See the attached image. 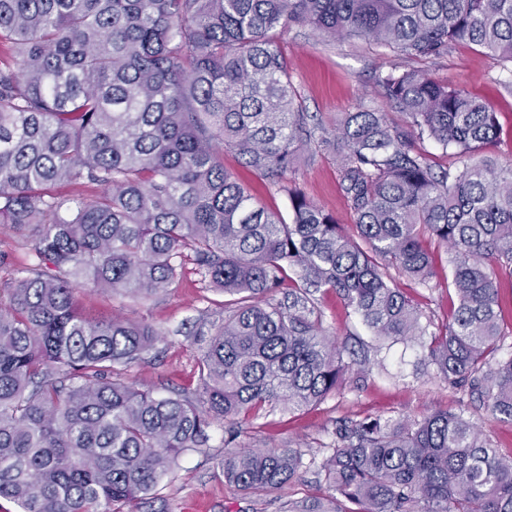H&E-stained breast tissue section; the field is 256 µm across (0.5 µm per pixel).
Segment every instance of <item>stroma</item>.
Returning <instances> with one entry per match:
<instances>
[{
    "instance_id": "obj_1",
    "label": "stroma",
    "mask_w": 512,
    "mask_h": 512,
    "mask_svg": "<svg viewBox=\"0 0 512 512\" xmlns=\"http://www.w3.org/2000/svg\"><path fill=\"white\" fill-rule=\"evenodd\" d=\"M279 46L306 110L315 120L329 124L363 105L387 110L378 92V76L395 68L414 69L492 103L503 127L495 157L500 165L512 164V93L502 86L512 74L477 46L457 42L441 56L410 58L361 41L324 39L308 26L289 29ZM224 168L268 210L287 217V196L255 176L234 153L225 152ZM296 176L317 205L340 223H350L332 151L320 150L302 158ZM33 261L31 243L0 224V284L18 276ZM397 283L434 322L446 317L450 295L443 278H434L426 286L404 277ZM76 297L90 314L119 315L162 330L164 340L158 358L124 367L122 373L128 382L153 387L163 396L195 388L201 335L209 330L208 318L223 311V292L205 287L200 276L190 272L168 293L144 302L116 297L90 285L78 289ZM316 305L324 315L325 328L339 344L352 349L362 343L368 346L372 360L369 371L351 373L341 389L307 408H268L260 418L243 423L238 444L298 448L307 457L320 459L335 447L338 424L368 415L419 419L448 409L463 412L501 453H512V423L472 400L467 390L449 385L434 373L420 372L422 350L417 344L390 346L374 337L357 316L348 314L343 299L335 293H317ZM210 435L207 448L182 455L160 484L156 498L133 503L132 512H286L289 503L304 496L325 495L324 483L311 469L301 471L293 485L264 496L225 485L221 474L224 424H214Z\"/></svg>"
}]
</instances>
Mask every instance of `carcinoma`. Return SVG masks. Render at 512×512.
<instances>
[{
  "label": "carcinoma",
  "instance_id": "obj_1",
  "mask_svg": "<svg viewBox=\"0 0 512 512\" xmlns=\"http://www.w3.org/2000/svg\"><path fill=\"white\" fill-rule=\"evenodd\" d=\"M295 25L409 57L466 41L512 73V0H0V223L36 258L0 288V499L19 512L154 497L218 421L225 484L293 482L300 450L235 440L240 418L314 405L367 366L327 333L323 289L512 422V356L494 358L512 335L497 287L512 279V167L472 161L498 146V113L394 69L378 78L391 111L316 123L278 45ZM426 140L455 166L436 171ZM314 147L338 153L347 226L288 178ZM226 150L288 196L289 221L224 170ZM60 182L98 192L70 200ZM189 266L234 306L201 346L195 392L160 396L118 367L150 361L163 332L89 319L75 291L148 300ZM441 266L456 302L439 326L388 270L427 286ZM310 463L328 495L288 512H512V454L462 412L341 424Z\"/></svg>",
  "mask_w": 512,
  "mask_h": 512
}]
</instances>
